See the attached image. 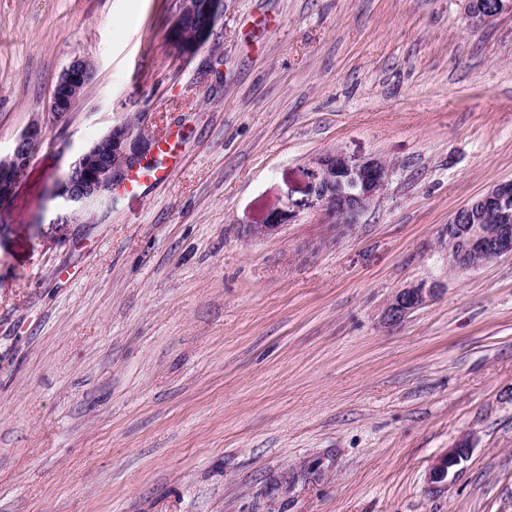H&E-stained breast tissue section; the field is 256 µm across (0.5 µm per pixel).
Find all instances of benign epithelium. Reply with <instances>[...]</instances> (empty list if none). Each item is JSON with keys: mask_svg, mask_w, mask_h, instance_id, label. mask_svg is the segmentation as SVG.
<instances>
[{"mask_svg": "<svg viewBox=\"0 0 512 512\" xmlns=\"http://www.w3.org/2000/svg\"><path fill=\"white\" fill-rule=\"evenodd\" d=\"M224 10V0H184L183 12L208 13L215 21ZM512 15V0L494 11H466L470 27L495 24L501 16ZM95 66L87 57H76L64 68L49 94L51 114L59 119L71 111L85 86L93 79ZM43 138L41 119L32 120L16 137L10 152L0 156V202L16 193L33 151ZM154 141L138 132L135 125L123 123L111 127L93 141L69 165L52 196L64 209L77 210L112 194L148 156ZM390 175L389 166L377 159L353 162L343 154L328 153L315 158L307 178L316 200L329 218L331 228L345 233L360 223L362 216L379 198ZM278 214L242 231L248 239L267 238L280 231ZM439 246L448 272L462 275L503 256L512 257V181L494 185L486 194L455 211L440 236ZM441 283L421 280L399 289L388 302L384 319L390 324L402 322L408 315L434 300ZM468 448L449 449L429 472L432 484H443L450 471L465 460Z\"/></svg>", "mask_w": 512, "mask_h": 512, "instance_id": "1", "label": "benign epithelium"}]
</instances>
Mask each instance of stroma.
<instances>
[{
  "label": "stroma",
  "instance_id": "35a3bbf8",
  "mask_svg": "<svg viewBox=\"0 0 512 512\" xmlns=\"http://www.w3.org/2000/svg\"><path fill=\"white\" fill-rule=\"evenodd\" d=\"M181 6L0 0V151L44 123L0 203V512H512V258L458 276L438 247L512 180V15L226 0L185 51ZM135 118L180 130V170L62 228L51 188ZM336 151L391 169L340 236L306 176ZM267 211L281 231L244 238ZM421 280L443 289L387 324ZM512 1V0H511ZM510 0H506L503 3V7L499 10L494 11H470L466 8L465 21L470 27H486L495 24L501 16L505 14L512 15V3ZM94 75L95 66L91 59L78 56L71 60L49 94L51 114L59 119L69 114L73 103L80 99ZM441 283L421 280L400 288L388 302L384 319L389 324H398L414 311L434 300L441 291ZM468 454V448L464 445L450 448L434 463L429 472V481L431 484H443L450 471L459 466L465 460Z\"/></svg>",
  "mask_w": 512,
  "mask_h": 512
}]
</instances>
